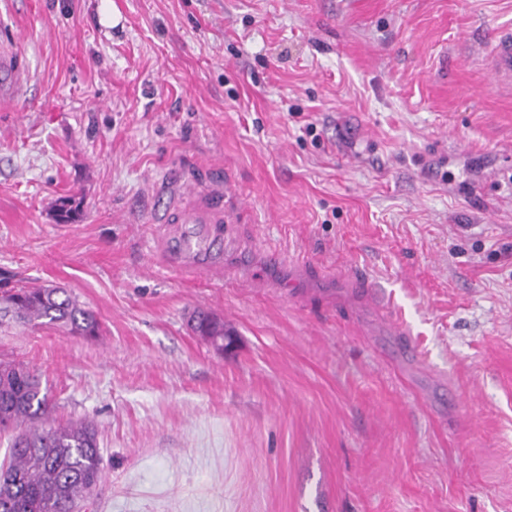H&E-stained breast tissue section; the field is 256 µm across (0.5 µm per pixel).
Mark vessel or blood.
Here are the masks:
<instances>
[{
	"instance_id": "1",
	"label": "vessel or blood",
	"mask_w": 512,
	"mask_h": 512,
	"mask_svg": "<svg viewBox=\"0 0 512 512\" xmlns=\"http://www.w3.org/2000/svg\"><path fill=\"white\" fill-rule=\"evenodd\" d=\"M492 71L495 78H512V29H500L494 39ZM29 74L19 55L0 52V99L12 101L23 93ZM167 224H193L197 230L189 235L174 237L168 248L167 263L170 267L185 269L191 253L208 252L221 238L220 223L224 221V198L215 196L202 205L192 207L182 198L172 197L163 218Z\"/></svg>"
}]
</instances>
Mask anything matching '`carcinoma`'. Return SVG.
Instances as JSON below:
<instances>
[{
  "instance_id": "1",
  "label": "carcinoma",
  "mask_w": 512,
  "mask_h": 512,
  "mask_svg": "<svg viewBox=\"0 0 512 512\" xmlns=\"http://www.w3.org/2000/svg\"><path fill=\"white\" fill-rule=\"evenodd\" d=\"M0 311L23 325H53L71 336L100 334L95 313L62 288H20L0 295ZM197 336L212 343L224 321L199 311ZM51 411L39 377L23 364L0 363V431L12 430L0 466V512H78L103 477L97 430L90 421L44 426Z\"/></svg>"
}]
</instances>
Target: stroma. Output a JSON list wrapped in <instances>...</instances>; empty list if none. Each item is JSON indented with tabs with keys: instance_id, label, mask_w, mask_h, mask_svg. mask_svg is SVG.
I'll use <instances>...</instances> for the list:
<instances>
[{
	"instance_id": "35a3bbf8",
	"label": "stroma",
	"mask_w": 512,
	"mask_h": 512,
	"mask_svg": "<svg viewBox=\"0 0 512 512\" xmlns=\"http://www.w3.org/2000/svg\"><path fill=\"white\" fill-rule=\"evenodd\" d=\"M509 24L512 0H0L30 75L0 109V289H66L102 330L6 321L0 361L96 425L83 512H512ZM213 170L227 280L164 262V197ZM491 56L495 78H512V29L503 28L496 33ZM197 336L211 345L216 337L224 338V321L207 311H198L192 319ZM222 335V336H221Z\"/></svg>"
}]
</instances>
